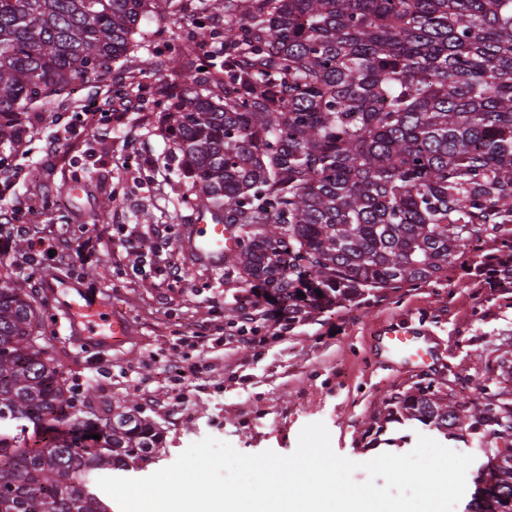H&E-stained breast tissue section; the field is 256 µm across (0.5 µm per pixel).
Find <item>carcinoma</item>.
I'll list each match as a JSON object with an SVG mask.
<instances>
[{"label":"carcinoma","mask_w":512,"mask_h":512,"mask_svg":"<svg viewBox=\"0 0 512 512\" xmlns=\"http://www.w3.org/2000/svg\"><path fill=\"white\" fill-rule=\"evenodd\" d=\"M160 0H0V147L41 101L134 47ZM217 46L171 72L160 132L200 212L238 249L224 274L302 314L426 283L472 242L512 246V0H199ZM322 296H317V293ZM43 306L0 278V512H112L97 485L163 446L135 407L82 414L51 357ZM512 448V390L465 403L432 385L383 421ZM41 439L20 447L25 433ZM97 434L100 439L92 438ZM493 456L468 512H512Z\"/></svg>","instance_id":"obj_1"}]
</instances>
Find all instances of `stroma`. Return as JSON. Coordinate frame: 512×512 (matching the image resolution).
Returning <instances> with one entry per match:
<instances>
[{"label": "stroma", "instance_id": "obj_1", "mask_svg": "<svg viewBox=\"0 0 512 512\" xmlns=\"http://www.w3.org/2000/svg\"><path fill=\"white\" fill-rule=\"evenodd\" d=\"M143 28L137 49L126 59L68 102L41 103L30 113L32 135L20 148L0 152V177L12 184L0 206L21 207V223L52 236L96 241L95 253L83 265L59 256L50 270L111 302L135 325V339L110 350L70 341L43 283L11 265L13 255L27 249L21 239L0 252V274L43 302L52 356L79 401L94 408L133 402L162 430L163 448L145 464L144 474L172 464L208 436L244 454L270 449L288 455L302 428L316 422L325 424L338 455L366 462L388 450L373 445L368 430L394 395L420 383L441 385L466 402L480 401L485 388L512 390V373L499 367L501 358L512 360V284H485L484 246L465 248L441 279L306 313L283 327L259 321L262 349L229 340L235 298L254 300L260 293L225 278L223 269L190 266L183 241L200 216L179 172L180 154L158 130L164 109L163 98L153 92L158 76L140 68L148 50L173 55L179 43L199 42L209 33L197 30L189 11L177 21H144ZM121 92L140 95L135 111L118 122L100 113L94 128L83 129V108ZM51 137L61 140L54 166L42 162L41 148ZM76 183L82 188L78 197L71 193ZM38 198L43 207L26 211V203ZM107 201L109 219L96 223ZM123 224L164 225L173 251L187 266L184 281L166 280L160 259L137 275L116 268L113 255L121 250L117 235ZM389 325L425 330L439 351L437 367L423 371L377 356L375 338ZM183 363L199 364L201 371L179 384L172 369Z\"/></svg>", "mask_w": 512, "mask_h": 512}]
</instances>
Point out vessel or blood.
<instances>
[{
  "mask_svg": "<svg viewBox=\"0 0 512 512\" xmlns=\"http://www.w3.org/2000/svg\"><path fill=\"white\" fill-rule=\"evenodd\" d=\"M184 246L197 263L220 268L224 265L225 251L234 248L235 242L223 225L203 223L191 225ZM46 286L58 299V307L75 343L109 348L132 338L134 327L129 319L88 295L77 282L51 276ZM377 344L388 358L405 366L428 367L436 353L428 336L419 330L393 327L378 336Z\"/></svg>",
  "mask_w": 512,
  "mask_h": 512,
  "instance_id": "1",
  "label": "vessel or blood"
}]
</instances>
